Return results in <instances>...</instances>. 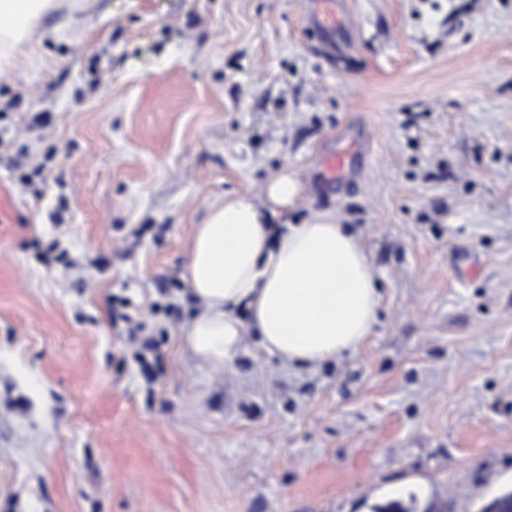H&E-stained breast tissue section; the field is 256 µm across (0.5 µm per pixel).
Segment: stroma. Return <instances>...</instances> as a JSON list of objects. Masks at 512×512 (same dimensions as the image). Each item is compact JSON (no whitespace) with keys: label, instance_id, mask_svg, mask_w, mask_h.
<instances>
[{"label":"stroma","instance_id":"35a3bbf8","mask_svg":"<svg viewBox=\"0 0 512 512\" xmlns=\"http://www.w3.org/2000/svg\"><path fill=\"white\" fill-rule=\"evenodd\" d=\"M303 2L63 0L0 67L22 100L0 117V512H480L512 490V0H344L328 32ZM356 131L343 194L316 175ZM285 169L280 223L351 226L378 320L319 366L247 333L210 367L184 341L194 228Z\"/></svg>","mask_w":512,"mask_h":512}]
</instances>
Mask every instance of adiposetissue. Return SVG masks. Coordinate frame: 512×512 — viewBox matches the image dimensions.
Masks as SVG:
<instances>
[{"mask_svg":"<svg viewBox=\"0 0 512 512\" xmlns=\"http://www.w3.org/2000/svg\"><path fill=\"white\" fill-rule=\"evenodd\" d=\"M57 0H0V61L32 35ZM300 184L282 171L262 201L232 195L197 225L186 280L204 312L186 343L214 368H229L245 330L291 363L318 365L356 351L377 321L381 296L361 240L322 212L305 224L278 218Z\"/></svg>","mask_w":512,"mask_h":512,"instance_id":"obj_1","label":"adipose tissue"}]
</instances>
